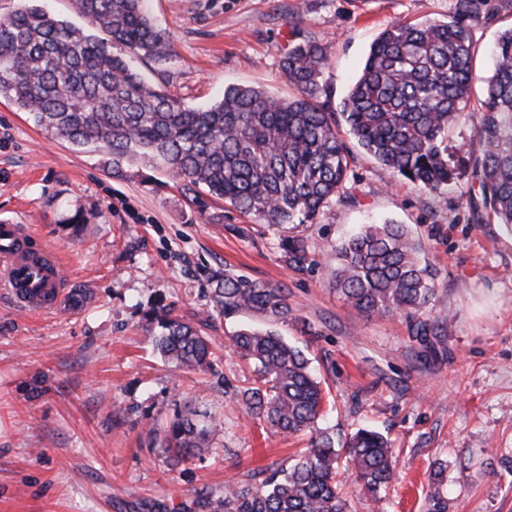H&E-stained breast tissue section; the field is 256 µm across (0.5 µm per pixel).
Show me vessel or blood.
<instances>
[{
	"label": "vessel or blood",
	"mask_w": 512,
	"mask_h": 512,
	"mask_svg": "<svg viewBox=\"0 0 512 512\" xmlns=\"http://www.w3.org/2000/svg\"><path fill=\"white\" fill-rule=\"evenodd\" d=\"M37 239L31 225L0 223V290L31 313L60 308L65 297L64 265Z\"/></svg>",
	"instance_id": "b4317fda"
}]
</instances>
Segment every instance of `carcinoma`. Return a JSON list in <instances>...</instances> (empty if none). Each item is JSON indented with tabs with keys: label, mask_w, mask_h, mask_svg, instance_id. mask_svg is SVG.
<instances>
[{
	"label": "carcinoma",
	"mask_w": 512,
	"mask_h": 512,
	"mask_svg": "<svg viewBox=\"0 0 512 512\" xmlns=\"http://www.w3.org/2000/svg\"><path fill=\"white\" fill-rule=\"evenodd\" d=\"M22 0L0 21V98L33 124L76 147L104 149L115 165L146 157L185 181L187 190L224 200L266 224H312L344 197L350 150L358 147L392 175L438 194L459 175L448 161V129L475 126L477 147L466 173L465 207L476 223L494 221L512 232V27L499 36L490 74L475 71L476 30L512 0H452L446 21L395 23L371 43L362 71L339 110L326 100L327 49L292 23L281 68L296 90L278 99L251 87L228 86L209 108L184 106L147 84L129 58L160 62L172 53L143 0H76L87 29ZM484 99L470 106L474 83ZM287 266L310 264L304 239L281 242ZM419 244L402 224H368L336 246L332 289L362 315L404 317L426 344L442 321L423 317L435 294V275L417 259ZM213 309L224 316L257 315L265 328L246 327L229 345L256 375L236 393L247 414L279 434L311 433L309 447L260 484L224 486V512H349L336 474L339 463L377 509L396 475L394 450L382 434L361 428L343 441L318 427L325 393L302 350L272 326L293 315L286 289L226 271L211 275ZM155 349L190 370L213 368L210 337L169 315L148 317ZM217 421L177 417L159 447L174 460L194 457ZM426 512H449L444 468L431 478Z\"/></svg>",
	"instance_id": "1"
}]
</instances>
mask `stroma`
<instances>
[{"mask_svg":"<svg viewBox=\"0 0 512 512\" xmlns=\"http://www.w3.org/2000/svg\"><path fill=\"white\" fill-rule=\"evenodd\" d=\"M452 0H146L174 48L135 62L156 88L191 108L230 84L293 96L281 60L290 21L330 56L324 81L339 108L372 41L397 22L444 21ZM347 200L288 229L210 198L149 163L113 164L34 126L0 99V222L29 224L58 252L78 314H32L0 294V512H223L201 503L226 482L288 468L307 437L270 435L237 403L255 375L227 342L261 318L210 316V277L226 270L286 288L294 319L278 334L302 349L328 392L320 428L345 439L361 427L395 448L385 512H425L429 474L447 467L451 512H512V233L473 223L470 182L428 196L358 146ZM406 225L435 273L426 311L445 318L426 349L405 318L367 317L331 290L335 247L365 224ZM306 240L311 267L282 260L283 235ZM168 314L213 337L212 372L180 369L155 351L149 315ZM194 411L221 427L172 467L150 427Z\"/></svg>","mask_w":512,"mask_h":512,"instance_id":"35a3bbf8","label":"stroma"}]
</instances>
